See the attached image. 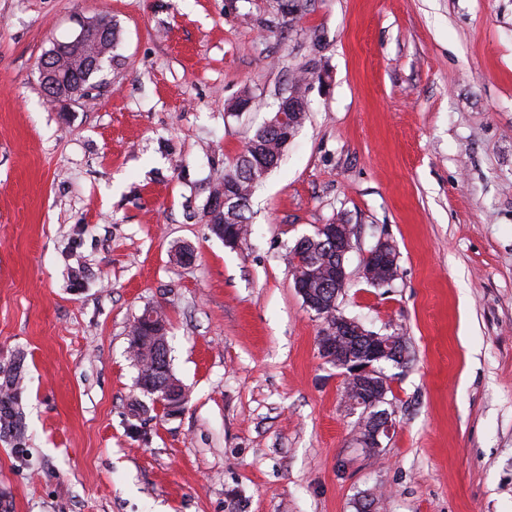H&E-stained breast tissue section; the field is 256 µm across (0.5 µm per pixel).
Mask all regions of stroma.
<instances>
[{
  "label": "stroma",
  "mask_w": 512,
  "mask_h": 512,
  "mask_svg": "<svg viewBox=\"0 0 512 512\" xmlns=\"http://www.w3.org/2000/svg\"><path fill=\"white\" fill-rule=\"evenodd\" d=\"M119 61L54 102L38 65L78 19ZM312 68L308 117L225 246L209 189ZM252 106H231L242 93ZM354 228L345 316L400 328L396 422L354 442L326 323L288 262ZM399 276L362 266L378 238ZM169 321L168 416L129 330ZM21 364L22 441L0 435V512H512V0H0V374ZM132 355L138 369L137 384L140 377H154L155 380L162 382L166 378V372L171 371L168 348L159 360L153 358L150 352H147L144 358L133 351ZM138 387L169 414L181 411L188 399L185 386L173 378L164 381L161 385L155 384L151 379H142Z\"/></svg>",
  "instance_id": "stroma-1"
}]
</instances>
